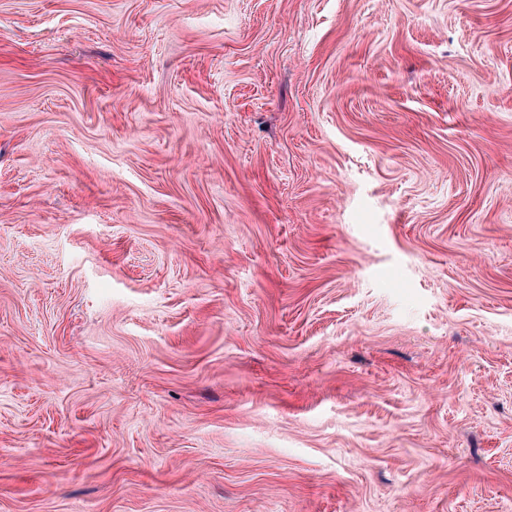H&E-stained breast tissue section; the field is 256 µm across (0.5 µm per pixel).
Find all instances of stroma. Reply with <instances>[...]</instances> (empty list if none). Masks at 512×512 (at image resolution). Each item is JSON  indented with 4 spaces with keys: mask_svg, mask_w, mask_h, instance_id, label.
Segmentation results:
<instances>
[{
    "mask_svg": "<svg viewBox=\"0 0 512 512\" xmlns=\"http://www.w3.org/2000/svg\"><path fill=\"white\" fill-rule=\"evenodd\" d=\"M0 512H512V0H0Z\"/></svg>",
    "mask_w": 512,
    "mask_h": 512,
    "instance_id": "35a3bbf8",
    "label": "stroma"
}]
</instances>
